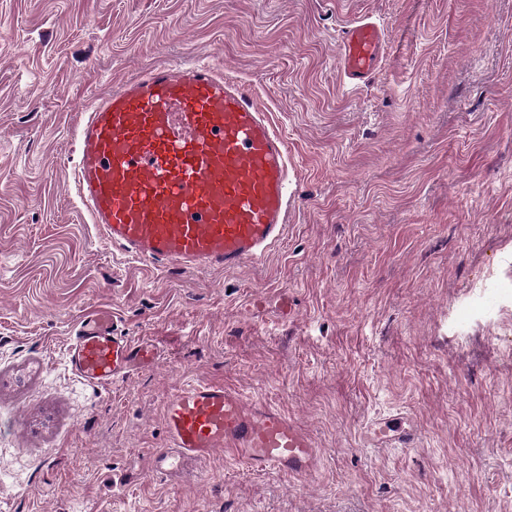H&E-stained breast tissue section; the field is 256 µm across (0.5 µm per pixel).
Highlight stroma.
Returning a JSON list of instances; mask_svg holds the SVG:
<instances>
[{
  "label": "stroma",
  "instance_id": "1",
  "mask_svg": "<svg viewBox=\"0 0 512 512\" xmlns=\"http://www.w3.org/2000/svg\"><path fill=\"white\" fill-rule=\"evenodd\" d=\"M360 19L388 43L354 87ZM189 59L250 83L292 161L283 239L231 270L121 255L72 187L79 114ZM99 308L157 363L75 377ZM195 382L283 410L314 475L154 476ZM397 414L413 445L371 444ZM0 512H512V0H0ZM386 36L375 22L360 20L351 26L341 44V72L349 84L365 82L379 67Z\"/></svg>",
  "mask_w": 512,
  "mask_h": 512
}]
</instances>
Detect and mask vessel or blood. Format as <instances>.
Listing matches in <instances>:
<instances>
[{"label": "vessel or blood", "mask_w": 512, "mask_h": 512, "mask_svg": "<svg viewBox=\"0 0 512 512\" xmlns=\"http://www.w3.org/2000/svg\"><path fill=\"white\" fill-rule=\"evenodd\" d=\"M386 36L372 21L351 26L341 72L353 85L379 67ZM75 195L89 223L138 261L194 269L261 260L281 241L290 204L287 142L244 81L206 60L141 69L81 113L73 130ZM159 358L147 340L117 332L111 311L83 314L66 353L71 371L106 386ZM164 475L180 462L229 452L258 472L308 476L314 438L279 408L221 384H194L167 397ZM371 439L406 448L402 418L378 421Z\"/></svg>", "instance_id": "b4317fda"}]
</instances>
